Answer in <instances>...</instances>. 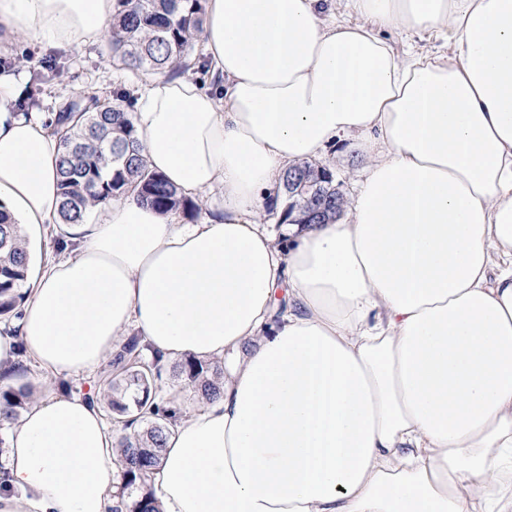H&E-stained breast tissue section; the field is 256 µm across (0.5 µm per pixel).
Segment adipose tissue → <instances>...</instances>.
<instances>
[{
    "mask_svg": "<svg viewBox=\"0 0 512 512\" xmlns=\"http://www.w3.org/2000/svg\"><path fill=\"white\" fill-rule=\"evenodd\" d=\"M113 2L0 0V46H95ZM344 8L359 24L327 22L320 0H207L221 85H142L148 168L223 203L182 224L112 201L31 270L0 390L44 395L0 450V512H109L102 412L51 388L132 332L167 364L224 362L220 395L169 426L160 512H512V0ZM393 30L452 41L405 60ZM19 94L0 74V203L37 234L58 218V138L15 113ZM338 144L366 161L344 216L275 238L266 192Z\"/></svg>",
    "mask_w": 512,
    "mask_h": 512,
    "instance_id": "obj_1",
    "label": "adipose tissue"
}]
</instances>
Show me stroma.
I'll return each instance as SVG.
<instances>
[{
  "label": "stroma",
  "instance_id": "obj_1",
  "mask_svg": "<svg viewBox=\"0 0 512 512\" xmlns=\"http://www.w3.org/2000/svg\"><path fill=\"white\" fill-rule=\"evenodd\" d=\"M52 62L64 66L63 76L48 71ZM0 73L14 74L24 90L35 91L36 103L30 111L37 116L55 112L63 101L78 96L108 100L124 91L133 101L143 83L142 77L112 65L106 44L74 52L47 48L33 38L0 50ZM321 162L335 173L344 196H352L363 177V164L356 153L337 147L328 150Z\"/></svg>",
  "mask_w": 512,
  "mask_h": 512
}]
</instances>
